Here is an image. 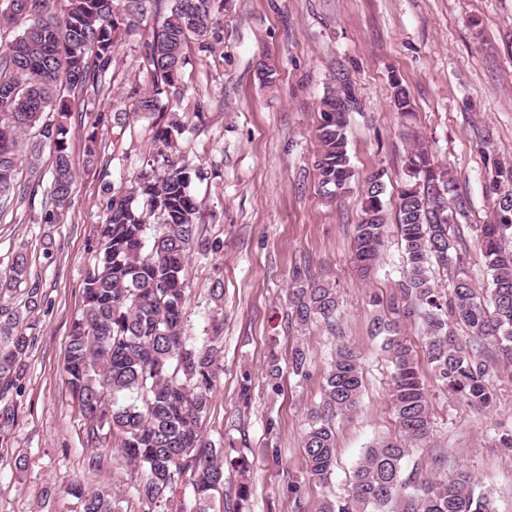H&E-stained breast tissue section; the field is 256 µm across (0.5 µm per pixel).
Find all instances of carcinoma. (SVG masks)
I'll use <instances>...</instances> for the list:
<instances>
[{"label": "carcinoma", "mask_w": 512, "mask_h": 512, "mask_svg": "<svg viewBox=\"0 0 512 512\" xmlns=\"http://www.w3.org/2000/svg\"><path fill=\"white\" fill-rule=\"evenodd\" d=\"M218 0H172L159 29L142 45L154 86L177 88L186 65L185 48L193 42L201 53L212 52L221 39L211 15ZM55 0H9L6 20L28 25L9 43L0 45V202L25 199L15 191L19 162L37 168L41 147H53L52 179L38 223L56 224L69 207L73 169L68 152L71 90L98 96L112 69V43L123 31L138 27L141 0H69L64 18L56 16ZM336 87L320 102L314 161L320 190L333 197L350 189L356 171L347 143L352 113L361 111L349 75L340 69ZM393 110L408 121L414 105L407 88L392 80ZM137 109L159 115L157 95L138 99ZM47 112L58 117L43 121ZM107 122L97 113L87 136V156H95L97 131ZM37 129L39 140L25 138ZM156 152L148 168L122 191L111 192L106 217L98 225V256L84 278V308L74 319L68 341L65 373L68 388L85 417L87 441L113 446L137 469L134 486L147 512H210L216 494L224 491V445L206 441L203 425L211 389L219 370L218 337L189 341L184 332V307L190 256L203 257L220 249L199 233L200 204L192 193L199 171L169 154L172 131L156 130ZM409 180L399 190L398 235L406 266L398 295L389 302L393 318L375 324L383 336L382 350L393 365L391 396L402 439L383 441L368 449L360 462L349 496L325 500L319 512H492L487 495L476 492L464 472H440L432 478L404 476L409 447L425 441L431 431L428 395L413 347L401 325L412 314L423 321L427 359L445 392L472 406L488 408L494 401L489 365L464 349L454 326L498 347L512 363V164L498 163L486 189L495 197V217L479 226L485 264L492 288L484 298L460 269L450 225L465 207L463 198L448 205L454 192L449 172L434 161L426 147L413 144L408 158ZM385 172L369 173L362 184L363 218L357 225L354 255L360 273L369 275L384 243L388 214ZM162 222L152 225L150 218ZM457 267L451 288L435 285L432 263ZM28 259L15 256L8 274L0 275V296L27 281ZM41 300L31 284L25 309L0 304V435L17 422L16 400L21 393L25 357L35 336L29 321ZM295 319L302 325L319 319L336 322V289L314 281L293 292ZM309 356L302 346L292 351L291 369L304 377ZM362 392L356 353L340 347L325 376L320 406L313 412L302 448L307 473L331 482L336 463L338 416L354 412ZM416 484L417 493L401 498V490ZM68 493L80 501V512H117L105 486L86 490L72 485Z\"/></svg>", "instance_id": "cac0c4a2"}]
</instances>
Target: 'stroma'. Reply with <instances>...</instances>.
Here are the masks:
<instances>
[{
	"label": "stroma",
	"mask_w": 512,
	"mask_h": 512,
	"mask_svg": "<svg viewBox=\"0 0 512 512\" xmlns=\"http://www.w3.org/2000/svg\"><path fill=\"white\" fill-rule=\"evenodd\" d=\"M170 5L146 0L139 28L114 40L107 94L93 102L71 99L74 180L71 205L58 223L47 228L36 222L53 164L48 149L38 171L19 168L17 182L34 189L32 200L0 209V273L17 251H26L42 293L17 424L0 436V512H79V501L63 490L70 479L87 489L109 486L119 512H144L134 494L136 472L116 449L88 443L64 361L71 324L84 307L85 272L97 254L105 190L129 185L154 153V120L136 110L138 97L153 90L141 46ZM213 20L221 43L208 55L188 46L178 88L163 100L165 123L184 128L173 138V156L201 172L192 185L201 235L222 242L218 253L193 257L187 272L188 336L205 335L215 318L222 325L221 370L205 430L210 439L223 440L225 457L246 459V471L228 467L224 477L229 489L251 486V512H317L323 500L349 495L369 448L399 435L392 367L373 322L386 312L405 251L396 226H388L378 268L370 280L358 277L353 239L363 215L360 179L383 170L386 209L395 213L413 142L428 144L467 202L465 217L451 227L465 253L464 269L475 288L491 286L476 227L493 214L484 189L493 161L512 162V0H231ZM261 58L274 70L267 83L255 69ZM340 67L362 102L347 131L359 181L329 199L312 168L315 128L319 102ZM395 77L416 111L408 128L392 110ZM100 110L109 121L91 161L85 136ZM311 279L336 288L335 327L318 321L302 330L294 323L292 292ZM218 282L224 299L217 305L210 290ZM456 334L492 368L494 403L480 409L446 394L431 368L423 367L432 431L426 442L411 446L406 469L423 476L441 468L466 472L496 512H512V448L499 442L512 435V367H503L496 349L466 329ZM299 344L310 356L304 379L290 367ZM341 345L356 351L364 389L358 410L336 420V468L325 486L307 475L302 439ZM272 359L280 367L273 382L267 377ZM246 379L252 388L245 403L239 391ZM272 448L281 452L280 465L269 459ZM92 456L98 466L91 470L86 462ZM19 459L26 463L21 472ZM292 480L302 486L298 504L287 492Z\"/></svg>",
	"instance_id": "obj_1"
}]
</instances>
